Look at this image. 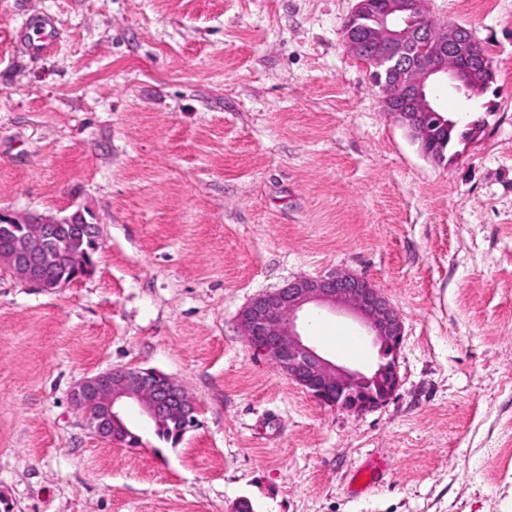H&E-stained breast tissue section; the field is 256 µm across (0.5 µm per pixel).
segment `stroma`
<instances>
[{
    "label": "stroma",
    "instance_id": "obj_1",
    "mask_svg": "<svg viewBox=\"0 0 512 512\" xmlns=\"http://www.w3.org/2000/svg\"><path fill=\"white\" fill-rule=\"evenodd\" d=\"M356 0H0V209L100 226L93 273L43 293L0 272V512H512V0H426L495 81L438 109L480 135L445 164L347 51ZM38 13L61 33L30 57ZM350 272L398 310L400 388L350 414L244 335L257 295ZM331 359L377 360L308 312ZM157 369L200 408L176 444L97 437L81 377ZM378 482L351 493L353 470Z\"/></svg>",
    "mask_w": 512,
    "mask_h": 512
}]
</instances>
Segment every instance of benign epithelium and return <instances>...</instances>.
<instances>
[{
    "instance_id": "benign-epithelium-1",
    "label": "benign epithelium",
    "mask_w": 512,
    "mask_h": 512,
    "mask_svg": "<svg viewBox=\"0 0 512 512\" xmlns=\"http://www.w3.org/2000/svg\"><path fill=\"white\" fill-rule=\"evenodd\" d=\"M427 16L424 0H386L378 11L371 0H356L344 22L343 38L352 55L366 64L384 52L389 69L382 86L383 110L396 114L429 155L438 129L448 127L430 90L438 81L458 91L469 90L470 73L460 59L473 52L475 40L469 29L455 22L445 24L442 35L434 37L421 22ZM68 228L73 234L61 254L55 243ZM0 236L10 239V247L0 250V272L51 293L66 285L48 276L57 265L64 264L76 280L93 270L84 244L99 246L100 227L80 210L55 217L0 209ZM312 306L357 320L378 346L375 367L362 371L341 365L312 344L298 327L299 314ZM239 321L252 346L322 404L363 412L386 403L399 390L403 322L383 293L362 277L332 272L296 278L254 297ZM71 401L84 418L94 415L96 434L111 442L122 438L124 414L133 405L151 421L173 419L185 429L198 422L199 406L181 384L140 367L113 366L85 376L73 387Z\"/></svg>"
}]
</instances>
